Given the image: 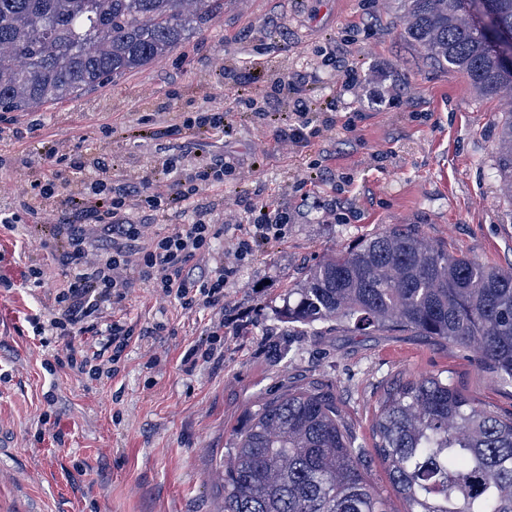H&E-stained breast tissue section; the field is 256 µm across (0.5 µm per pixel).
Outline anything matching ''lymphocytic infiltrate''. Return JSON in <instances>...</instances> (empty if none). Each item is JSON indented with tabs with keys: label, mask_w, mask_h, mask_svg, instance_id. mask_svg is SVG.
<instances>
[{
	"label": "lymphocytic infiltrate",
	"mask_w": 512,
	"mask_h": 512,
	"mask_svg": "<svg viewBox=\"0 0 512 512\" xmlns=\"http://www.w3.org/2000/svg\"><path fill=\"white\" fill-rule=\"evenodd\" d=\"M303 78L283 77L273 87L276 95H293L295 119L281 130L279 145L309 147L320 130L334 127L331 116L315 119L312 106L301 98ZM233 114L197 112L182 124L170 126L181 138L180 151L194 146L196 131L214 137L228 133ZM172 163L153 169L149 181H129L115 186L105 161L96 165L97 178L88 192L67 194L60 172L32 179L30 203L22 209L0 208V234L13 237L15 244L39 242L52 247L53 255L66 274L54 281L38 264L28 265L20 286L40 303L41 312L27 315L34 335L54 334L63 342L61 366L91 380L113 379L119 363L133 345L155 340L165 332L160 323H131L126 304L137 288H146L190 314L200 309L223 310L224 287L235 272V261L270 240L281 237L288 222L287 212L274 203H260L248 210L245 224L232 250L234 262H226L220 244L223 225L214 220L216 207L208 197L211 187L224 181L228 166L223 156L202 160L192 176L172 187L160 181L170 175ZM195 204L194 218L187 224L170 223L185 201ZM51 202L61 219L51 225V237L36 240L27 216H37L41 204ZM142 220H132L133 212Z\"/></svg>",
	"instance_id": "obj_1"
}]
</instances>
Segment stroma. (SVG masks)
Segmentation results:
<instances>
[{"label":"stroma","instance_id":"1","mask_svg":"<svg viewBox=\"0 0 512 512\" xmlns=\"http://www.w3.org/2000/svg\"><path fill=\"white\" fill-rule=\"evenodd\" d=\"M396 0H224L223 14L167 57L111 85L33 112L0 118V203L25 198L20 172L51 169L60 143L85 161L106 156L114 180L149 176L177 139L167 126L223 107L246 66L271 88L284 75L310 78L315 106L333 104L336 126L307 148L276 146L291 114L234 117L223 142L201 133L202 154L224 155L233 175L210 189L232 248L250 206L288 208L285 239L242 262L224 290V313L184 320L175 304L139 288L129 319L166 324L154 345L130 348L118 378L77 379L52 362L55 341L33 340L24 319L35 301L0 289V512H223L224 456L259 401L290 386L336 396L363 447L371 410L406 373H442L476 400L512 412V386L481 369L473 352L411 331L358 333L337 326L291 337V362L271 366L264 339L285 289L312 265L391 224H414L451 253L512 265V202L494 176L503 118L461 73L436 65L405 34ZM355 62L348 80L345 66ZM0 268L20 280L37 263L63 269L33 247ZM224 321V350L187 368L192 343ZM64 445L36 437L43 395Z\"/></svg>","mask_w":512,"mask_h":512}]
</instances>
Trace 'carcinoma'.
<instances>
[{
  "label": "carcinoma",
  "instance_id": "1",
  "mask_svg": "<svg viewBox=\"0 0 512 512\" xmlns=\"http://www.w3.org/2000/svg\"><path fill=\"white\" fill-rule=\"evenodd\" d=\"M512 34V0H493ZM224 11V0H0V112H32L166 57ZM408 37L484 98L512 90V62L478 31L461 0H400ZM512 198V110L496 145ZM281 323L409 330L472 350L512 385V266L448 253L392 224L310 267L285 293ZM276 365L284 334L268 333ZM372 448L405 512H512V416L439 374L386 388L370 421ZM336 396L288 388L265 399L224 455V512H389Z\"/></svg>",
  "mask_w": 512,
  "mask_h": 512
}]
</instances>
